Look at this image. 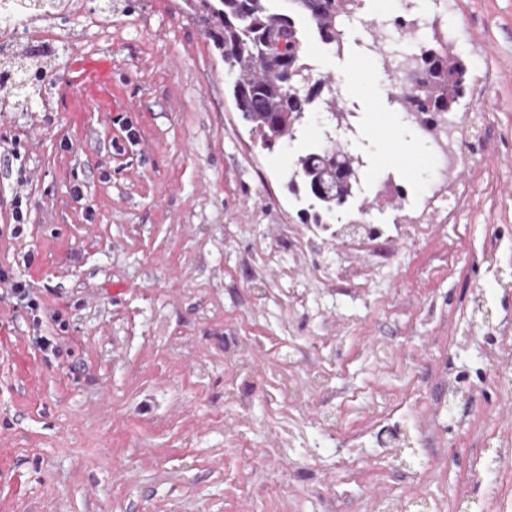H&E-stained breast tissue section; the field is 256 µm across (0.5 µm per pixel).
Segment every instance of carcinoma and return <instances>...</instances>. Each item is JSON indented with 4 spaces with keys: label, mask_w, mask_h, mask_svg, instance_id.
Masks as SVG:
<instances>
[{
    "label": "carcinoma",
    "mask_w": 512,
    "mask_h": 512,
    "mask_svg": "<svg viewBox=\"0 0 512 512\" xmlns=\"http://www.w3.org/2000/svg\"><path fill=\"white\" fill-rule=\"evenodd\" d=\"M360 0H188L194 15L215 24L212 39L224 58L235 107L262 146L272 150L302 123L316 101L334 114L343 112L336 91L312 77L305 47L311 35L340 48L342 21L359 9ZM65 0H27L33 10L55 15ZM414 70L419 80L407 92L417 120L431 112H451L463 96L466 67L435 41L420 48ZM360 159L336 148L297 157L288 181L296 196L311 200L300 211L304 222L323 224L354 196Z\"/></svg>",
    "instance_id": "cac0c4a2"
}]
</instances>
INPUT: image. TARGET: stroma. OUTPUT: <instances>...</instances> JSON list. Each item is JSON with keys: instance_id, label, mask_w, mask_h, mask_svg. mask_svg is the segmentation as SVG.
<instances>
[{"instance_id": "stroma-1", "label": "stroma", "mask_w": 512, "mask_h": 512, "mask_svg": "<svg viewBox=\"0 0 512 512\" xmlns=\"http://www.w3.org/2000/svg\"><path fill=\"white\" fill-rule=\"evenodd\" d=\"M102 4L66 0L51 56L19 42L44 78L25 102L0 98V270L41 302L34 319L0 300V512H418L423 498L454 512L463 494L469 512H512L465 482L485 462L512 495V387L495 378L512 373L499 343L512 331V0H362L340 48L310 43L321 75L367 87L345 102L341 144L367 183L410 165L413 192L462 185L467 199L416 243L401 232L413 207H369L366 223L391 227L376 252L325 238L278 252L261 279L243 258L298 224L288 178L321 142L323 112L265 150L185 0ZM373 18L391 51L437 34L469 80L491 71L448 115L457 134L482 125V161L436 169L364 42ZM387 131L413 151L382 160ZM477 303L496 330H477ZM248 335L262 370L243 411L226 399L224 347ZM285 365L293 393L271 398ZM283 420L282 451L266 457Z\"/></svg>"}]
</instances>
